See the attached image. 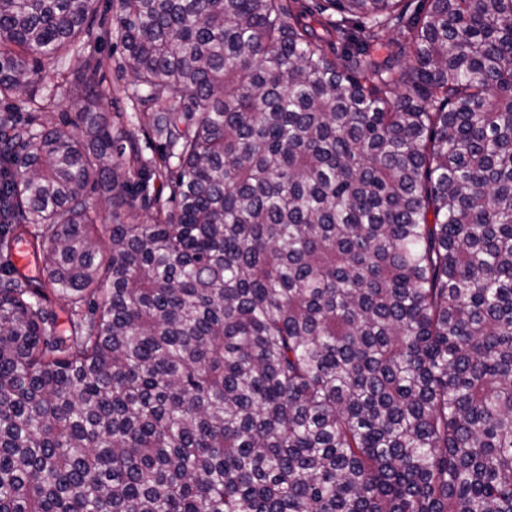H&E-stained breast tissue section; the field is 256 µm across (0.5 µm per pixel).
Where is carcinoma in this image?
<instances>
[{
  "label": "carcinoma",
  "mask_w": 512,
  "mask_h": 512,
  "mask_svg": "<svg viewBox=\"0 0 512 512\" xmlns=\"http://www.w3.org/2000/svg\"><path fill=\"white\" fill-rule=\"evenodd\" d=\"M97 4L0 0V512H512V0H120L148 160ZM102 55L109 59L98 79L105 92L100 112H124L131 127H137V103L132 98L133 85L122 47L113 33L111 40L102 46Z\"/></svg>",
  "instance_id": "carcinoma-1"
}]
</instances>
